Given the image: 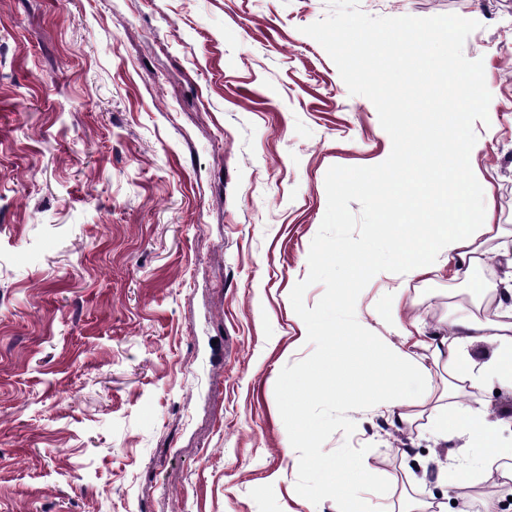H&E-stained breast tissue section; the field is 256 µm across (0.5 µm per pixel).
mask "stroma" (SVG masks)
<instances>
[{
	"instance_id": "35a3bbf8",
	"label": "stroma",
	"mask_w": 512,
	"mask_h": 512,
	"mask_svg": "<svg viewBox=\"0 0 512 512\" xmlns=\"http://www.w3.org/2000/svg\"><path fill=\"white\" fill-rule=\"evenodd\" d=\"M374 17L478 21L464 54L492 95L475 121L474 195L512 225V0H359ZM328 0H0V512H334L295 497L275 399L309 356L290 293L333 166L392 148L303 34ZM431 324L470 280H371L356 317L378 337L386 289ZM489 420L512 390L466 396ZM372 494L482 512L439 471L478 461L468 433L355 410Z\"/></svg>"
}]
</instances>
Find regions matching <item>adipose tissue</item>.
I'll use <instances>...</instances> for the list:
<instances>
[{"instance_id":"adipose-tissue-1","label":"adipose tissue","mask_w":512,"mask_h":512,"mask_svg":"<svg viewBox=\"0 0 512 512\" xmlns=\"http://www.w3.org/2000/svg\"><path fill=\"white\" fill-rule=\"evenodd\" d=\"M437 140V130L431 124L417 135L414 153L426 160L430 175L407 187L408 210L416 214V222L393 227L400 250L399 270L412 278L431 275L447 266L455 275L467 276L486 265L493 252L512 246V226L476 220V208L487 213L493 209L492 192H484L478 203L472 197L471 158L478 143L459 145L446 158L436 149ZM490 293L489 287H480L470 305H456L444 330L429 334L419 327L412 331L415 346L429 350L434 362L447 366L444 386L433 385L429 370L403 346L368 339L356 345L361 358L373 360L374 375L382 383L378 403L395 412L399 422L412 419L405 410L404 382L409 376H420L425 382L426 401L438 413L439 429H467L487 459L501 453L495 439L496 426L465 406L461 398L467 385L477 383L482 375L512 388V320H489L475 312ZM477 343L495 348L494 359L478 369L469 355L470 347Z\"/></svg>"}]
</instances>
